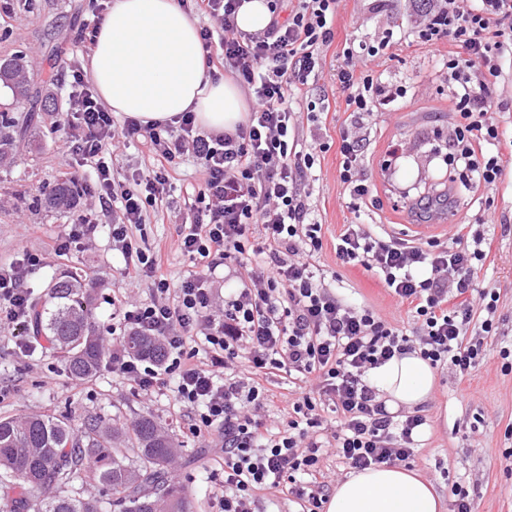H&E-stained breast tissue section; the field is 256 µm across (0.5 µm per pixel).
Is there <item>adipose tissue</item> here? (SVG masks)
<instances>
[{
	"label": "adipose tissue",
	"instance_id": "obj_1",
	"mask_svg": "<svg viewBox=\"0 0 512 512\" xmlns=\"http://www.w3.org/2000/svg\"><path fill=\"white\" fill-rule=\"evenodd\" d=\"M90 76L110 111L144 124L190 111L199 127L221 131L246 118L241 89L207 78L198 21L178 0H111ZM367 379L392 412L423 405L435 385L433 369L415 350L369 370ZM326 512H443V503L415 472L381 464L338 483Z\"/></svg>",
	"mask_w": 512,
	"mask_h": 512
}]
</instances>
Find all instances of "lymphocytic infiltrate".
<instances>
[{
    "label": "lymphocytic infiltrate",
    "instance_id": "1",
    "mask_svg": "<svg viewBox=\"0 0 512 512\" xmlns=\"http://www.w3.org/2000/svg\"><path fill=\"white\" fill-rule=\"evenodd\" d=\"M194 13L219 19L223 38L209 27L199 36L206 56L220 59L212 80L229 72L247 88L252 105L244 123L224 131L201 130L190 112L161 124L127 119L114 129L112 114L96 90L74 73L69 107L55 113V126L72 128L69 151L93 164L97 181L87 194L100 208L119 203L112 224V244L124 257V278L150 280L154 298L147 303L121 300L119 314L131 331L157 337L166 357L151 370L112 342V368L148 395L177 379L175 398L190 413L193 431L224 436L222 512H251L256 490L287 488L306 512H320L321 491L308 490L301 478L313 475L322 452L335 453L350 469L409 460L425 418L396 420L379 399L365 373L410 347L399 329L376 312L327 291L312 262L322 248L321 224L315 220L302 179L324 148L314 139L300 144L295 117L316 111L309 97L341 0H267L271 20L259 32L239 30L236 13L243 0H190ZM424 19L412 28L416 41L456 44L440 58L448 75V155L465 171L470 186L488 187L502 177L505 135L494 116L488 80L497 76L505 56H512V0H421ZM374 56L376 45L345 44L333 77L346 91L350 121L340 131V180L351 196L370 192L361 175L363 148L370 140L381 105L406 98L408 90L356 74L361 53ZM118 139L141 140L153 155L151 173L133 177L116 189L108 147ZM191 155L202 175L197 207L191 208L177 240L178 249L216 269L227 262L244 265L250 232L261 240L266 259L251 269L250 287L229 294L223 318L211 310L215 296L199 276L172 285L161 253H146L134 232L147 210L165 193L168 169ZM490 245L483 230L457 237L454 248L432 250L423 244L386 237L362 224L348 225L336 246L342 263L374 271L417 323L421 356L430 365L448 361L463 376L482 357V337L496 330L500 299L496 289H475L474 279ZM35 254L23 263L0 266V328L20 343L30 336L32 302L25 286ZM478 291L483 314L478 340L467 339L472 309L470 291ZM210 368L193 361L199 351ZM308 382L292 397L286 426L274 430L261 411L270 393L261 377L274 372ZM340 419L330 438H318L320 402Z\"/></svg>",
    "mask_w": 512,
    "mask_h": 512
}]
</instances>
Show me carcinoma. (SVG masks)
Wrapping results in <instances>:
<instances>
[{
	"label": "carcinoma",
	"instance_id": "carcinoma-1",
	"mask_svg": "<svg viewBox=\"0 0 512 512\" xmlns=\"http://www.w3.org/2000/svg\"><path fill=\"white\" fill-rule=\"evenodd\" d=\"M0 84L19 100H27L30 84L22 59L0 64ZM74 182L61 180L37 204L54 210L74 206ZM49 302L32 305V332L60 354L68 376L86 381L99 372L107 355L96 328L93 301L83 276L69 271L50 282ZM127 351L160 364L165 357L153 336L133 333ZM133 439L102 422L77 436L69 420L50 414L0 417V512H101L93 497H60L57 491L81 469L99 483L112 486L122 512H192L190 495L169 476L179 444L153 418L141 417Z\"/></svg>",
	"mask_w": 512,
	"mask_h": 512
}]
</instances>
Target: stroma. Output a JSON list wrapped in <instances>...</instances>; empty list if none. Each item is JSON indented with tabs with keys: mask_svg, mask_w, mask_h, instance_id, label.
<instances>
[{
	"mask_svg": "<svg viewBox=\"0 0 512 512\" xmlns=\"http://www.w3.org/2000/svg\"><path fill=\"white\" fill-rule=\"evenodd\" d=\"M92 0H0V61L23 56L31 78L47 108L35 125V137L17 140L7 161L0 163V264L17 259L18 248L42 256L43 263L27 276V286L45 297L52 275L77 267L84 271L93 298L102 339L112 336V303L124 296L147 303L153 298L150 281L128 284L120 270L124 259L113 250L109 211L97 216L92 240L62 256L47 246L86 209L78 198L66 211L34 207L36 196L50 191L63 174L89 181L90 168L78 166L64 147L68 129H56L51 115L66 109L72 72L88 65L89 49L78 40L82 26L93 19ZM409 0H342L333 26L334 38L326 47L323 68L310 87L312 99H324L328 114L301 113L299 135L320 134L327 151L318 153L308 173L309 202L322 226V249L313 258L323 285L340 298L395 319L405 335L415 324L407 305L398 304L380 279L362 266L342 263L336 244L345 225L376 224L388 233L411 239L419 224H435L441 246H453L458 225L484 224L493 241L476 281L495 287L500 294L496 335L485 337L484 354L471 375L462 377L449 363L435 369L436 385L421 407L426 423L408 467L447 496L453 483L469 491L476 512H512V372L502 369L501 348L512 345V159L506 160L501 180L493 188H465L445 181L449 166L436 156L438 133L447 131L448 81L435 64V53H447L448 44L432 48L409 37L412 25ZM385 42L376 56H363L358 74L401 83L406 100L382 107L376 130L364 152L363 175L370 194L360 206L339 178L338 137L349 118L346 94L332 81L331 67L350 41ZM400 143L406 157L396 161L400 174L391 182L384 168L390 145ZM146 145L138 141L116 143L112 152V179L126 184L131 175L148 170ZM443 177L435 185V177ZM172 188L164 203L148 211L136 238L146 252L161 251L173 284H180L192 265L176 247L183 217L195 199L201 174L191 156H183L170 173ZM432 197L430 211L412 209L411 197ZM44 412L69 418L75 431L91 419L131 430L140 417L150 415L178 440L181 453L173 463L172 479L191 495L194 512H219L224 494V455L218 441L202 445L188 429L179 404L169 390L151 396L136 393L129 381L104 361L91 380L70 379L58 354L46 347L21 352L10 331H0V417Z\"/></svg>",
	"mask_w": 512,
	"mask_h": 512,
	"instance_id": "obj_1",
	"label": "stroma"
}]
</instances>
